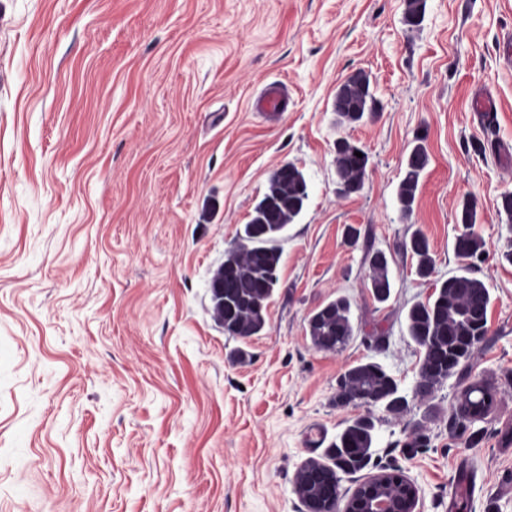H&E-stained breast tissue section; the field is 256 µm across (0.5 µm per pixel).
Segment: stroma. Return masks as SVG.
Here are the masks:
<instances>
[{"instance_id": "stroma-1", "label": "stroma", "mask_w": 512, "mask_h": 512, "mask_svg": "<svg viewBox=\"0 0 512 512\" xmlns=\"http://www.w3.org/2000/svg\"><path fill=\"white\" fill-rule=\"evenodd\" d=\"M0 0V512H307L296 475L372 415L369 464L342 498L398 471L419 512H512V0ZM366 72L382 109L338 125L337 87ZM271 82L285 110L252 109ZM429 164L413 211L397 197L416 135ZM369 156L336 194L335 147ZM309 199L281 242L257 336L225 335L209 283L271 174ZM475 198L485 257L454 251ZM360 232L348 246V228ZM426 278L399 249L415 230ZM385 252L386 302L366 250ZM470 273L488 332L462 372L415 397L423 352L406 314ZM354 334L314 348L309 317L338 296ZM245 350V362L234 358ZM381 364L408 400L336 404L338 379ZM492 411L456 413L477 379ZM425 446L408 447L414 429ZM402 250L410 253L416 259V272L419 276L428 277L434 269V259L431 255L430 244L425 234L416 230L408 241L402 243Z\"/></svg>"}]
</instances>
